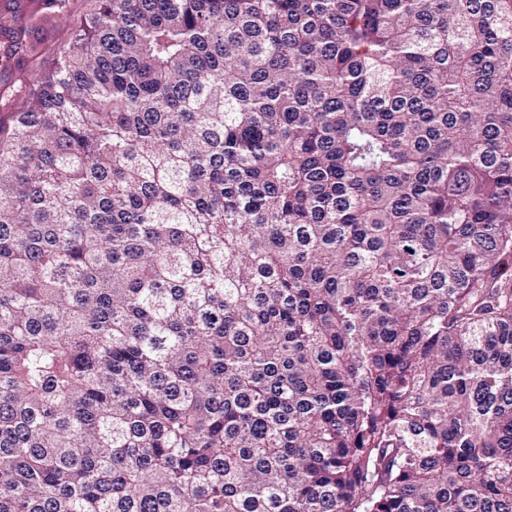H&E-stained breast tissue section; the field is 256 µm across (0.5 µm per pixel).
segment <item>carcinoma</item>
<instances>
[{
  "label": "carcinoma",
  "instance_id": "carcinoma-1",
  "mask_svg": "<svg viewBox=\"0 0 512 512\" xmlns=\"http://www.w3.org/2000/svg\"><path fill=\"white\" fill-rule=\"evenodd\" d=\"M3 0L0 512H512V0ZM71 12L56 18H50L45 23V29L35 34V37L43 41V47L58 45L69 38L70 29L74 19L86 11V0H70Z\"/></svg>",
  "mask_w": 512,
  "mask_h": 512
}]
</instances>
